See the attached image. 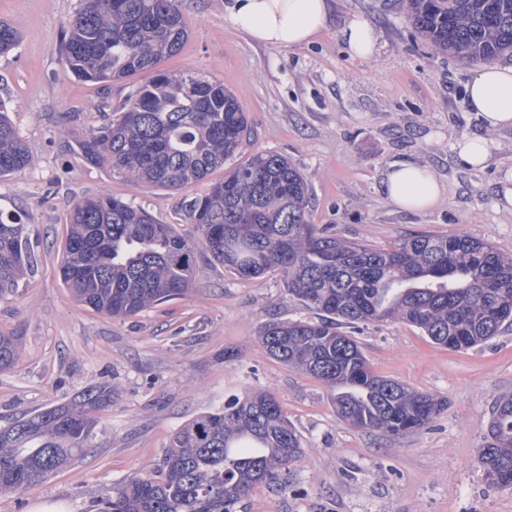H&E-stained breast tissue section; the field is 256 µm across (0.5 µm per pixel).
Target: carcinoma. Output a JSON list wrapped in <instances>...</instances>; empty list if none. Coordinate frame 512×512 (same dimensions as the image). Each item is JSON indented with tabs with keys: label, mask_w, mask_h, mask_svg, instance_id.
<instances>
[{
	"label": "carcinoma",
	"mask_w": 512,
	"mask_h": 512,
	"mask_svg": "<svg viewBox=\"0 0 512 512\" xmlns=\"http://www.w3.org/2000/svg\"><path fill=\"white\" fill-rule=\"evenodd\" d=\"M409 25L441 51L473 63L512 56V0H406ZM189 32L179 0H84L61 55L82 81L143 79L112 120L79 144L95 165L146 185L203 183L250 142L246 112L224 84L157 65ZM18 30L0 20V54ZM33 160L0 103V178ZM309 185L281 153L255 151L186 205V237L108 195L67 215L60 274L75 300L130 317L187 293L198 252L237 277L279 272L287 295L312 320L270 321L259 340L274 360L322 382L338 419L399 439L427 428L443 402L375 374L351 330L400 319L434 344L467 350L512 323V253L468 235L417 233L391 246L353 241L311 223ZM29 225L0 212V296L31 266ZM20 337L0 334V371L14 367ZM112 388L35 410L0 428V493H20L90 447ZM490 442L477 464L489 484L512 486V395L497 398ZM302 440L280 402L255 391L198 415L171 436L160 477L132 475L112 488L106 512H245L259 485L286 486Z\"/></svg>",
	"instance_id": "carcinoma-1"
}]
</instances>
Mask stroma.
<instances>
[{"mask_svg":"<svg viewBox=\"0 0 512 512\" xmlns=\"http://www.w3.org/2000/svg\"><path fill=\"white\" fill-rule=\"evenodd\" d=\"M81 0H0V19L20 33L0 54V100L34 159L0 179V211L29 224L31 268L17 292L0 298V333L20 336L19 359L0 372V426L23 412L71 401L107 384L85 453L18 494L0 512H34L45 502L68 512H102L112 487L159 470L170 436L199 414L245 392L270 391L302 438V455L283 489L256 488L246 512H512V487L490 485L478 467L495 400L512 394V327L454 351L406 322L356 331L373 371L445 402L431 426L399 441L342 422L325 386L272 359L261 324L307 319L278 273L242 280L198 256L191 290L130 318L77 302L60 265L67 212L100 194L142 207L157 221L193 234L183 203L204 184L179 191L147 187L87 163L78 140L105 122L131 89L75 78L59 46ZM189 37L162 69L199 70L229 88L252 126V149L288 156L307 178L315 224L343 237L388 246L416 233L465 234L512 253V129L485 132L464 91L476 65L439 52L405 20L403 0H333L311 43L264 46L237 29L224 0H181ZM367 22L373 58L352 54L342 37ZM486 134L485 168H467L455 149ZM429 168L444 189L421 211L381 191L388 167Z\"/></svg>","mask_w":512,"mask_h":512,"instance_id":"1","label":"stroma"}]
</instances>
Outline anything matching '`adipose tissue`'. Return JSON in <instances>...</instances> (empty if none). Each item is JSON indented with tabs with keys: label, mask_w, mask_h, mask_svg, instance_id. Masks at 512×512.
Returning a JSON list of instances; mask_svg holds the SVG:
<instances>
[{
	"label": "adipose tissue",
	"mask_w": 512,
	"mask_h": 512,
	"mask_svg": "<svg viewBox=\"0 0 512 512\" xmlns=\"http://www.w3.org/2000/svg\"><path fill=\"white\" fill-rule=\"evenodd\" d=\"M330 11L331 0H224V14L238 29L272 47L309 43L324 29ZM465 101L487 130L512 128V66L480 67L466 87ZM381 190L410 211L427 209L443 193L428 169L412 163L392 165Z\"/></svg>",
	"instance_id": "ef3b65f1"
}]
</instances>
